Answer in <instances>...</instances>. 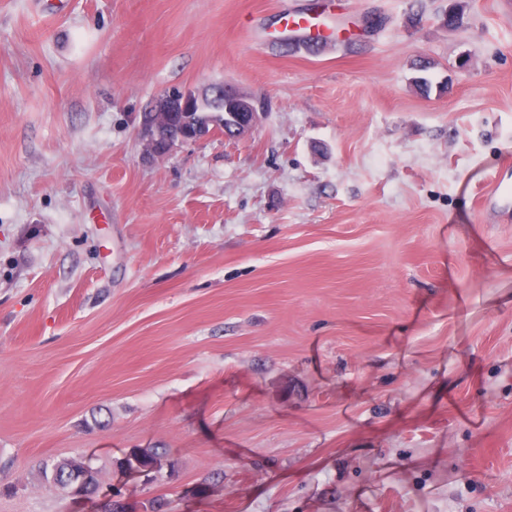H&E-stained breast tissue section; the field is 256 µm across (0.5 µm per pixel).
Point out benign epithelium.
Returning <instances> with one entry per match:
<instances>
[{
  "instance_id": "obj_1",
  "label": "benign epithelium",
  "mask_w": 512,
  "mask_h": 512,
  "mask_svg": "<svg viewBox=\"0 0 512 512\" xmlns=\"http://www.w3.org/2000/svg\"><path fill=\"white\" fill-rule=\"evenodd\" d=\"M155 111L163 112L176 128V135L161 132L153 117H141L140 131L145 145L144 152L152 158L164 157L177 146L200 140L217 129H224L221 114L229 113L233 137L248 136L259 124L264 114V104L257 96L233 88L225 83L211 85L201 95L192 90L177 91L155 103ZM199 112H212L214 118L204 122Z\"/></svg>"
}]
</instances>
